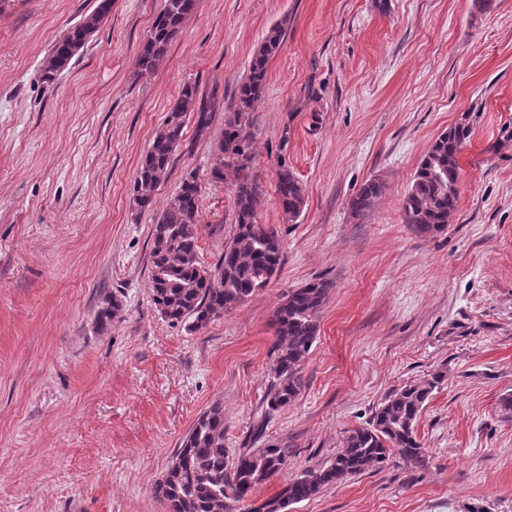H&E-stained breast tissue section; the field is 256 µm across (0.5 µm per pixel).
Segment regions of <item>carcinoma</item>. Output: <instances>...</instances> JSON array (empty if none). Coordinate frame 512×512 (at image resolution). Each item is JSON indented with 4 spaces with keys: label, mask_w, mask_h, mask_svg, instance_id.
Masks as SVG:
<instances>
[{
    "label": "carcinoma",
    "mask_w": 512,
    "mask_h": 512,
    "mask_svg": "<svg viewBox=\"0 0 512 512\" xmlns=\"http://www.w3.org/2000/svg\"><path fill=\"white\" fill-rule=\"evenodd\" d=\"M195 7L196 0H164L137 55L140 71L158 68ZM111 11L112 0H99L91 15L68 30L45 60L44 81H53L70 64ZM283 41V29L275 25L257 45L246 76L236 86L232 116L224 121V137L210 178L213 182L234 178L236 229L218 262L209 269L199 257L201 186L196 173L182 179L176 195L152 227V302L163 319L184 326L190 333L266 288L282 265L278 234L257 222L255 206L262 185L253 173L251 128L252 113L266 86L269 61L281 50ZM216 104V99L199 95L194 84L182 88L140 161L129 199L132 215L151 207L153 192L168 175L182 142L187 115L193 114L196 132L203 135L211 126ZM471 135L472 124L465 116L436 137L417 166L402 210L405 223L419 235L443 232L457 210V155ZM276 191L288 220H296L304 210L305 193L284 158L278 162ZM383 192L381 180H367L348 203L350 216L365 217ZM329 288L330 282L315 279L291 289L273 313L277 342L273 381L266 395L270 411L289 406L306 385L303 365L319 334L320 312ZM120 311L117 298H105L97 314L99 328L110 327ZM444 378L445 374L437 371L422 383L390 392L366 425L348 432L344 447L333 460L288 479L276 496L259 503L251 501L253 491L286 472L292 449L286 441L268 439L261 447L248 448L229 460L224 448V409L216 403L199 416L182 440L155 493L167 503L169 512H233V505L244 501L249 502L248 512H288L291 505L309 499L323 487L380 467L393 455L410 467L424 468L429 458L417 438L416 424L426 401Z\"/></svg>",
    "instance_id": "1"
}]
</instances>
